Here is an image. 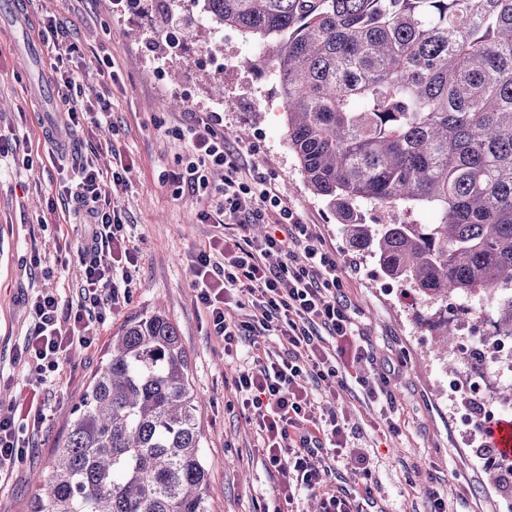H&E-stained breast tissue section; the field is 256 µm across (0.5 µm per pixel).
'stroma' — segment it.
<instances>
[{"label": "stroma", "mask_w": 512, "mask_h": 512, "mask_svg": "<svg viewBox=\"0 0 512 512\" xmlns=\"http://www.w3.org/2000/svg\"><path fill=\"white\" fill-rule=\"evenodd\" d=\"M29 26L19 37L0 21V137L23 143L10 168L0 173V410L38 397L46 420L40 430L23 429L27 448L0 469V512H28L31 497L45 478L62 441L67 420L120 327L163 310L177 327L188 353L200 410L201 454L210 479L212 512H284L277 496L282 476L269 469L258 450L257 434L243 417L232 377L237 359L247 358L249 342L237 357L224 354L204 311L194 303L190 254L207 249L219 228L200 223L205 203L195 194L174 196L167 177L178 171L187 144L178 135L191 112H220L219 132L231 148L241 149L246 168L263 173L304 223L314 225L324 247L346 266L341 290L357 330L379 360L393 364L390 389L401 426L398 437L377 430L375 408L350 390L338 401L348 424L360 430L359 446L372 460V476L354 475V457L336 459V488L370 491L383 512H427L417 468L430 467L438 487L462 494L470 512H502L507 497L489 483L492 464L472 450L480 436L456 421L455 405L442 384L439 360L431 354L437 337L420 320L428 304L409 288L388 279L377 262L352 251L327 202L307 187L299 161L288 145L287 108L279 80L261 57L255 38L225 28L221 57H213L195 10L182 9L178 38L185 51L178 78L156 80L165 42L153 33L146 4L130 0H27ZM55 16L67 42L79 48L72 68L80 100L112 99L108 131L84 124L67 128L63 138L47 132L62 125L65 105L54 111L34 95L37 85L56 89L48 53L38 68L22 63L25 43L41 44L46 16ZM113 61L117 82L100 76ZM223 79L224 96L211 86ZM247 129L236 137V129ZM104 171L116 161L127 166L123 180L111 184L109 198L122 210L124 233L138 261L127 271L111 314L92 319L95 348L75 345L63 355L53 382L31 387L28 367L18 359L34 324L30 305L41 293L56 294L61 306L82 298L79 252L88 231V207L63 191L65 172L85 161Z\"/></svg>", "instance_id": "35a3bbf8"}]
</instances>
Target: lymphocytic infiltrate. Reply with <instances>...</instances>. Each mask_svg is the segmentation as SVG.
Returning <instances> with one entry per match:
<instances>
[{
	"mask_svg": "<svg viewBox=\"0 0 512 512\" xmlns=\"http://www.w3.org/2000/svg\"><path fill=\"white\" fill-rule=\"evenodd\" d=\"M41 38L62 67L59 87L68 106V124L109 122V98L81 103L74 97L75 77L66 64L77 48L61 40L53 17L44 19ZM221 121L216 112L192 113L181 131L188 144L186 161L171 176L178 188L205 197L207 207L198 215L202 223L237 230L234 237L216 240L211 251L194 255L195 302L206 311L215 335L223 338L225 350L257 333L276 336L288 346L284 358L254 348L250 362L239 366L233 378L241 412L259 430L266 466L284 476L279 498L291 505L307 491L318 494L320 512H363L360 501L335 491L327 481L328 459L353 447L356 433L335 405L316 410L308 382L330 379L340 388L356 386L364 403L379 405L387 432L396 437L400 426L391 416L389 379L369 377L366 371L375 355L357 334L350 307L340 294L342 262L263 174L244 170L239 152L228 148L217 130ZM218 171L223 179L216 184L212 177ZM75 195L92 206L93 222L82 252L83 299L64 310L49 293L33 300L34 325L19 358L39 383L57 371L71 346L93 344L88 334L92 313L106 314L118 298L116 262L137 261L135 248L122 233V211L106 202L103 174L93 162L81 166ZM254 224L267 225L262 238L251 237ZM234 306L247 310L246 320H227L226 312ZM62 315L69 322L65 331L58 326ZM21 421L37 428L45 414L35 402L0 412V464L21 452Z\"/></svg>",
	"mask_w": 512,
	"mask_h": 512,
	"instance_id": "1",
	"label": "lymphocytic infiltrate"
}]
</instances>
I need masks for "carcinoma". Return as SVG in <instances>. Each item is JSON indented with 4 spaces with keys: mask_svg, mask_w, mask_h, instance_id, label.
<instances>
[{
    "mask_svg": "<svg viewBox=\"0 0 512 512\" xmlns=\"http://www.w3.org/2000/svg\"><path fill=\"white\" fill-rule=\"evenodd\" d=\"M259 39L288 144L350 248L429 301H490L512 333V0H193ZM428 210L364 224L358 208ZM189 358L161 311L112 337L29 512H210Z\"/></svg>",
    "mask_w": 512,
    "mask_h": 512,
    "instance_id": "carcinoma-1",
    "label": "carcinoma"
}]
</instances>
